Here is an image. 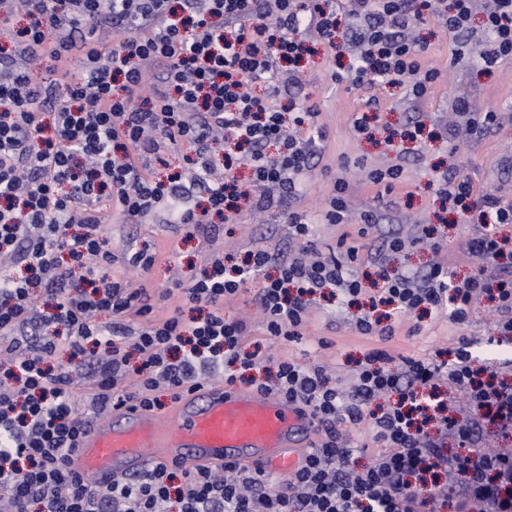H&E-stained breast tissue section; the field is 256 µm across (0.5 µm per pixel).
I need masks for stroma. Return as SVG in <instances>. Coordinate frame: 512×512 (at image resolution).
Instances as JSON below:
<instances>
[{
	"label": "stroma",
	"mask_w": 512,
	"mask_h": 512,
	"mask_svg": "<svg viewBox=\"0 0 512 512\" xmlns=\"http://www.w3.org/2000/svg\"><path fill=\"white\" fill-rule=\"evenodd\" d=\"M416 34L424 43L422 62L438 70L439 77L426 99H415L408 86L353 85L350 81H331V72L342 71L351 62L347 50H318L298 70L295 84L274 97L276 105L295 104L318 113L317 124L323 132L322 152L313 158V168L304 180L305 189L294 208L312 227V238L322 253L337 249L339 237L358 246L363 263L358 272L374 280L372 260L385 240L392 236L406 239L403 252L389 256L394 266L426 272L436 262L450 271L465 275L471 261L464 251L466 243L480 236L479 224H455L442 208L438 193L444 172L452 170L469 177L477 191L496 195L502 203L512 204V61L494 66L472 58L462 66L453 60L458 43L467 48L488 44L490 38L480 20H473L461 39H454L446 27L434 19L418 23ZM467 99L473 111H493L496 125L479 137L452 144L448 141V120L455 99ZM377 100L376 131L373 139L357 132L356 113L367 111L369 100ZM421 125L414 139L404 141L399 131ZM391 165L403 169L402 182L392 193H380L368 183L366 174ZM355 185V208L344 224L324 220L326 197L337 179ZM374 211L377 224L366 236H359V212ZM216 240L208 241L188 224L173 223L168 206H158L141 224L126 223L113 214L108 230L112 251L147 250L155 253V264L145 272L114 262L112 275L129 281L133 287L147 289L155 305L154 316L173 314L177 299L167 297L175 283H189L199 274L212 250H221L235 261L244 260L257 247L272 252L296 254L302 240L292 238L284 211H243L238 223L221 224ZM258 279L248 280L236 297L226 302L224 315L246 320L251 328L245 337V350H260L268 363L294 360L309 367H320L343 389L354 385L355 362L372 348L381 347L391 355L416 360H435L463 346L478 361L491 369L512 376V341L491 342V328L499 313L493 304L479 300L469 322L449 320L447 307L415 318H396L395 335L383 343L375 336H362L353 320L357 308L342 297L320 298L312 304L296 342L266 336L262 311L256 299Z\"/></svg>",
	"instance_id": "obj_1"
}]
</instances>
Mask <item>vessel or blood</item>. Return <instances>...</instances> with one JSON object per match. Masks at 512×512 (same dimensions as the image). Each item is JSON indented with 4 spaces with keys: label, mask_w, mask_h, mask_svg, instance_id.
<instances>
[{
    "label": "vessel or blood",
    "mask_w": 512,
    "mask_h": 512,
    "mask_svg": "<svg viewBox=\"0 0 512 512\" xmlns=\"http://www.w3.org/2000/svg\"><path fill=\"white\" fill-rule=\"evenodd\" d=\"M311 417L279 396L209 385L183 395L166 416L136 406L94 425L68 467L89 480L133 475L164 456L189 467L224 463L277 466Z\"/></svg>",
    "instance_id": "vessel-or-blood-1"
}]
</instances>
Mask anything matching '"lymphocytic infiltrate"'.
I'll list each match as a JSON object with an SVG mask.
<instances>
[{"label": "lymphocytic infiltrate", "mask_w": 512, "mask_h": 512, "mask_svg": "<svg viewBox=\"0 0 512 512\" xmlns=\"http://www.w3.org/2000/svg\"><path fill=\"white\" fill-rule=\"evenodd\" d=\"M478 11L491 38L485 64L511 61L512 0H0V256L26 270L0 273V502L9 512H439L450 503L455 512H512V448L479 447L477 435L484 419L512 434V384L475 365L463 346L449 361L396 367L386 351L371 350L348 393L322 369L280 361L275 383L261 392L307 410L322 439L276 485L259 466L186 467L162 456L101 483L66 467L92 428L79 410L72 361L95 377V408L160 410L158 386L177 399L201 388L211 368L229 367L231 384L259 366L258 354L241 351L245 324L224 316L225 302L250 278L261 279L266 335L289 342L301 339L317 292L364 291L357 248L342 243L323 255L292 211L288 222L308 258L276 261L257 248L240 265L213 253L176 288L206 314L155 320L146 289L102 272L115 260L106 211L138 224L183 196L182 173L157 174L176 146L206 186L205 205L179 207L176 221L203 234L216 233L217 216L237 223L238 167L278 197L298 196L315 154L317 114L303 108L288 120L270 105L283 65L302 60L312 43L333 50L344 42L356 50L354 63L333 81L407 83L420 99L437 73L423 65L411 25L432 14L462 32ZM47 60L46 78L38 65ZM218 139L224 176L216 180ZM280 142L286 151L270 154ZM439 193L459 223L488 226L467 245L475 263L512 259V238L500 233L512 224V206L452 174ZM377 277L382 286L369 305L384 314L358 317L361 335L390 340L392 316L444 303L461 324L485 299L501 313L499 340L512 338L511 278L477 272L457 280L440 264L422 275L383 266ZM44 304L66 332L69 364L57 362L56 341L40 333ZM131 335L141 356L134 368L115 345ZM440 376L463 393L464 416L449 415ZM384 393L393 401L369 409ZM361 424L389 449L359 469L342 430ZM452 441L458 453H449Z\"/></svg>", "instance_id": "lymphocytic-infiltrate-1"}]
</instances>
